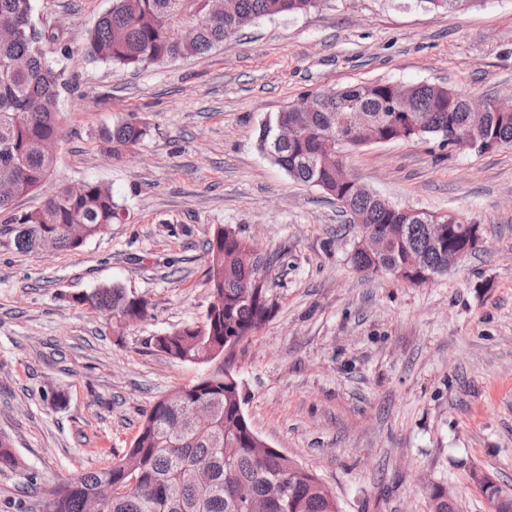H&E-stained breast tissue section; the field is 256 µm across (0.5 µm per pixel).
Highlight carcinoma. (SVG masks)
<instances>
[{
    "mask_svg": "<svg viewBox=\"0 0 512 512\" xmlns=\"http://www.w3.org/2000/svg\"><path fill=\"white\" fill-rule=\"evenodd\" d=\"M322 0H229L218 12L212 0H113L91 31L87 56L117 69L160 64L211 51L260 18L299 14ZM434 12L455 13L472 0H419ZM33 0H0V235L10 237L19 252L74 251L122 220V205L112 190L84 182L75 191L62 183L40 208L16 211V198L36 190L52 174L55 156L45 145L61 142L66 133L57 102L64 88V71L50 64L43 45L59 41L55 30L30 34ZM191 25L190 42L177 40L176 30ZM410 112H389L390 90L383 84H355L323 90L319 109L292 104L271 124L259 129L262 151L294 180L318 187L338 200L352 224H376L387 235L385 253L374 259L361 250L354 266L385 274L406 267L413 285L448 271V251L468 234L471 223L455 221L450 238L431 239V215L408 219L382 206L377 197L354 183L348 168L325 162L322 145L341 131L349 148L365 140L435 139L454 146L455 134L472 125L467 96L448 87L417 83L405 86ZM481 124L496 147H512V103L488 98ZM149 128L132 114L99 133L103 150L120 161L137 149ZM208 287L219 288L222 302L202 323L185 325L154 338L156 352L173 360L207 368L195 382L183 386L187 408L211 412L205 424L194 423L180 409L156 400L145 416L131 448L99 471L77 475L47 490L41 512H85L86 501L104 482L112 484V500L103 512H338L336 501L314 477L299 474L286 480L292 458L262 452L243 410L237 376L224 367L225 348L238 344L269 321L275 302L267 282L256 284L259 262L273 259L229 228H218L207 242ZM107 312L113 321L141 322L149 316L148 302L118 286H105L76 297ZM211 462V484L200 488L190 477L192 462ZM0 469L24 471L11 439L0 434ZM252 486L254 500L246 507L234 498L238 483ZM445 487L429 490L437 512H456Z\"/></svg>",
    "mask_w": 512,
    "mask_h": 512,
    "instance_id": "cac0c4a2",
    "label": "carcinoma"
}]
</instances>
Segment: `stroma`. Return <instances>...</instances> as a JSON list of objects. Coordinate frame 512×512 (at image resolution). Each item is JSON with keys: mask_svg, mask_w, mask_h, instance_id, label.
Masks as SVG:
<instances>
[{"mask_svg": "<svg viewBox=\"0 0 512 512\" xmlns=\"http://www.w3.org/2000/svg\"><path fill=\"white\" fill-rule=\"evenodd\" d=\"M112 0H34L59 28L49 60L69 85L53 174L101 182L120 223L75 251L21 253L0 237V433L33 473L0 471V512H39L42 483L103 469L135 440L151 403L202 367L154 336L201 323L212 301L204 245L234 229L273 255L272 319L226 356L258 436L309 469L342 512H429L425 485L458 512H491L471 473L512 482V148L397 140L346 153L389 202L481 224L483 242L421 286L358 271V228L258 145L265 120L304 95L352 84L447 86L512 100V0L435 13L416 0H324L264 18L210 53L117 70L86 60ZM137 115L149 134L112 161L99 133ZM117 284L149 317L113 326L74 295Z\"/></svg>", "mask_w": 512, "mask_h": 512, "instance_id": "stroma-1", "label": "stroma"}]
</instances>
